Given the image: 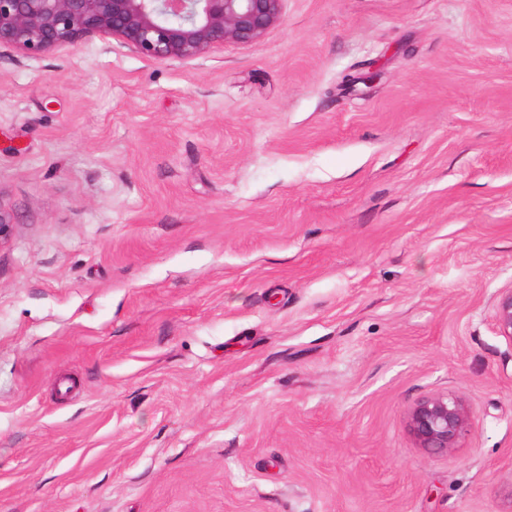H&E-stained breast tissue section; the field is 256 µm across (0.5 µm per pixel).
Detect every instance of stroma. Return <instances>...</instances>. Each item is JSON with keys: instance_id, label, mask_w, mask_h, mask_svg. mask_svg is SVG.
Instances as JSON below:
<instances>
[{"instance_id": "1", "label": "stroma", "mask_w": 512, "mask_h": 512, "mask_svg": "<svg viewBox=\"0 0 512 512\" xmlns=\"http://www.w3.org/2000/svg\"><path fill=\"white\" fill-rule=\"evenodd\" d=\"M0 203V512H512V0L1 48ZM495 324L500 336L512 343V289L503 291L494 307ZM472 413L456 395L435 393L418 400L408 412V428L418 448L448 454L468 435Z\"/></svg>"}]
</instances>
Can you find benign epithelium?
<instances>
[{"mask_svg": "<svg viewBox=\"0 0 512 512\" xmlns=\"http://www.w3.org/2000/svg\"><path fill=\"white\" fill-rule=\"evenodd\" d=\"M284 0H0V48L29 58L92 38L111 39L145 58L194 60L216 45H251L283 22ZM15 224L0 203V245ZM499 335L512 342V289L494 307ZM472 427V413L456 395L435 393L408 412L417 447L446 454Z\"/></svg>", "mask_w": 512, "mask_h": 512, "instance_id": "obj_1", "label": "benign epithelium"}]
</instances>
